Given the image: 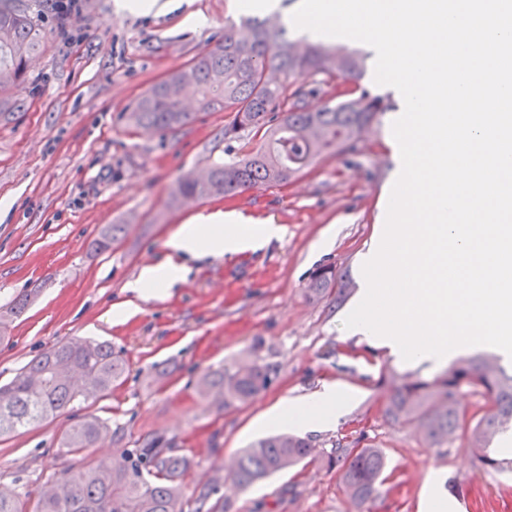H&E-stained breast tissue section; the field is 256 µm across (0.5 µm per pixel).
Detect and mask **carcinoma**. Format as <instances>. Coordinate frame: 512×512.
Wrapping results in <instances>:
<instances>
[{
    "mask_svg": "<svg viewBox=\"0 0 512 512\" xmlns=\"http://www.w3.org/2000/svg\"><path fill=\"white\" fill-rule=\"evenodd\" d=\"M45 34L44 16L25 0H0V76L25 83L29 62ZM364 64L358 52L321 41L298 50L276 16L230 22L211 47L142 94L125 120L135 130L163 134L186 125L192 114L184 111L181 98L167 93L170 84L186 85L184 93L194 97L197 112L226 113L224 142L228 149L242 143L241 158L212 162L203 174L184 176L173 188L172 200L235 197L259 183L292 182L321 160L354 147L386 104L365 89L347 92L348 98L334 106L330 99L337 92L336 81H355ZM314 94L326 97L316 111L307 105ZM20 107L16 98L1 94L0 122L11 120ZM126 232V225L112 224L100 232L96 247L107 250ZM350 288L347 275L322 266L313 273L307 292L312 298L338 302ZM33 296L23 293L1 310L0 327L24 313ZM126 372L127 362L107 342L58 341L0 386V437L50 422L76 403L93 406L124 383ZM275 374L272 365L255 361L202 377L198 391L220 398L226 409H237L265 390ZM465 388L487 398L484 413L472 424L464 423L458 402ZM383 413L413 427L430 448L447 444L461 432L466 451L485 468L507 470L494 439L512 424V372L496 356L459 357L432 379H391ZM107 432L105 422L87 415L63 431L59 453L83 460ZM311 452L308 438L272 435L244 449L230 476L239 487L248 488L303 463ZM323 461L360 512L386 480L385 454L374 446L351 448L338 442ZM189 469L187 454L147 438L113 461L63 471L49 480L47 492L0 496V512H224V505L210 503L218 482L185 492Z\"/></svg>",
    "mask_w": 512,
    "mask_h": 512,
    "instance_id": "cac0c4a2",
    "label": "carcinoma"
}]
</instances>
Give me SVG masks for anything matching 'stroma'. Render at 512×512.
<instances>
[{"instance_id":"1","label":"stroma","mask_w":512,"mask_h":512,"mask_svg":"<svg viewBox=\"0 0 512 512\" xmlns=\"http://www.w3.org/2000/svg\"><path fill=\"white\" fill-rule=\"evenodd\" d=\"M124 2L79 0L64 22L48 17L27 82L11 90L23 106L0 123V199L11 203L0 212V308L20 292H37L0 336V384L72 336L110 342L128 364L127 377L90 408L1 438L0 487L35 493L70 468L59 438L90 413L110 435L88 450L89 461L160 438L190 456L189 486L217 481L224 512H358L321 462L339 440L386 454L389 479L371 512H423L433 497L447 500V512H512V471L483 469L459 439L428 447L413 428L383 415L390 377L410 371L349 338L343 326L360 293L361 255L382 237L401 172L392 124L403 101L366 70L359 87L390 107L356 153L324 159L287 185L172 203L179 178L225 160L224 113L198 115L163 135L134 132L121 114L245 10L242 0H171L169 8L143 14ZM218 209L277 224L282 234L256 250L191 262L166 297L138 300L132 318L110 324L111 307L133 299L129 285L142 267L165 258L167 237ZM111 224L128 231L98 251L95 240ZM323 265L353 281L344 303L308 298L311 274ZM255 359L274 365L276 376L247 406L227 410L199 395L210 370ZM333 383L351 393L336 424L268 422L276 406ZM281 431L309 438L315 457L240 489L222 460Z\"/></svg>"}]
</instances>
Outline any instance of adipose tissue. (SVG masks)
<instances>
[{
    "instance_id": "1",
    "label": "adipose tissue",
    "mask_w": 512,
    "mask_h": 512,
    "mask_svg": "<svg viewBox=\"0 0 512 512\" xmlns=\"http://www.w3.org/2000/svg\"><path fill=\"white\" fill-rule=\"evenodd\" d=\"M242 221L239 214L214 211L181 225L166 242V259L142 268L133 291L144 299L164 297L174 284L185 279L187 260L254 250L281 234L279 226L266 224L258 236H243L236 229ZM347 397L346 387L331 384L307 399L279 406L272 418L304 425L326 424L338 417Z\"/></svg>"
}]
</instances>
